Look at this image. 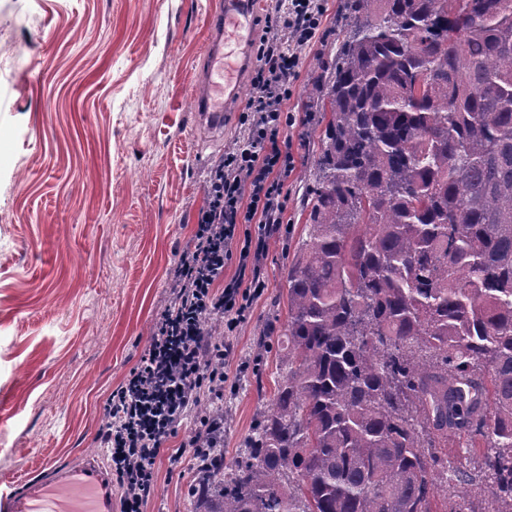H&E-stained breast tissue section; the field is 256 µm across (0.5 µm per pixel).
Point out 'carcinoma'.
<instances>
[{"instance_id":"1","label":"carcinoma","mask_w":512,"mask_h":512,"mask_svg":"<svg viewBox=\"0 0 512 512\" xmlns=\"http://www.w3.org/2000/svg\"><path fill=\"white\" fill-rule=\"evenodd\" d=\"M344 12L273 400L197 497L512 512V0Z\"/></svg>"}]
</instances>
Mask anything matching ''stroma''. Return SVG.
<instances>
[{
    "label": "stroma",
    "mask_w": 512,
    "mask_h": 512,
    "mask_svg": "<svg viewBox=\"0 0 512 512\" xmlns=\"http://www.w3.org/2000/svg\"><path fill=\"white\" fill-rule=\"evenodd\" d=\"M219 0H0V481L17 490L95 460L100 425L167 299L170 272L206 205L207 176L242 140L251 92L216 133L198 123L209 16ZM298 51L288 108L311 111L315 77L344 35V0ZM315 124L284 128L294 169L284 224L267 240L268 290L233 338L224 457L267 409L287 319L288 268L319 151ZM196 464L158 463L147 512H201Z\"/></svg>",
    "instance_id": "1"
}]
</instances>
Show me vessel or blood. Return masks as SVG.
<instances>
[{"label": "vessel or blood", "mask_w": 512, "mask_h": 512, "mask_svg": "<svg viewBox=\"0 0 512 512\" xmlns=\"http://www.w3.org/2000/svg\"><path fill=\"white\" fill-rule=\"evenodd\" d=\"M259 0H221L210 17L212 30L207 66L203 73L205 92L198 102L202 124L218 128L224 112L239 96V74L253 62L254 21ZM110 481L94 462L63 470L58 481L30 485L16 492L0 486V512H110Z\"/></svg>", "instance_id": "obj_1"}]
</instances>
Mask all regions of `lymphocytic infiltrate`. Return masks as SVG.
Returning <instances> with one entry per match:
<instances>
[{
  "label": "lymphocytic infiltrate",
  "instance_id": "f902f5d3",
  "mask_svg": "<svg viewBox=\"0 0 512 512\" xmlns=\"http://www.w3.org/2000/svg\"><path fill=\"white\" fill-rule=\"evenodd\" d=\"M323 13V0H277L267 15L257 47L261 64L240 117L244 143L211 172L208 204L171 272L169 301L105 407L101 439L122 491L121 512H147L157 491V460L188 416H196L198 429L172 452L171 464L188 452L204 471L219 457L212 443L223 433L224 420L199 414L198 407L205 396L223 399L224 363L233 345L212 342L205 324L217 320L225 336L235 335L268 288L262 272L266 242L282 224L293 163L281 139L282 129L296 122L286 104L297 76V50L316 38ZM232 261L237 271L228 278L224 269Z\"/></svg>",
  "mask_w": 512,
  "mask_h": 512
}]
</instances>
